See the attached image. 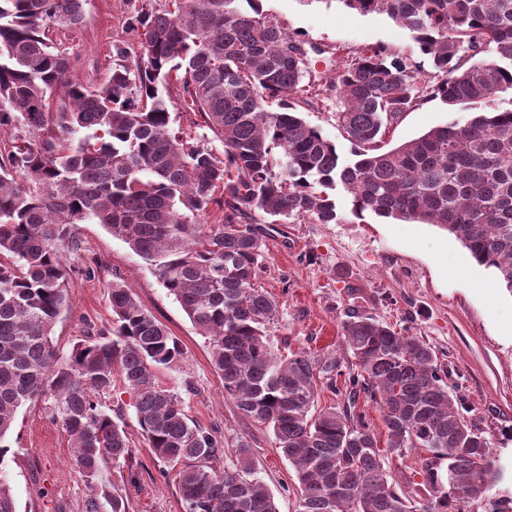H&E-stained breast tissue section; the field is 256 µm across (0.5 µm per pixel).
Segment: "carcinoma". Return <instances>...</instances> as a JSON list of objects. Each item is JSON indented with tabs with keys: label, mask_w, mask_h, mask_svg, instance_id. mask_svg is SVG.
Returning a JSON list of instances; mask_svg holds the SVG:
<instances>
[{
	"label": "carcinoma",
	"mask_w": 512,
	"mask_h": 512,
	"mask_svg": "<svg viewBox=\"0 0 512 512\" xmlns=\"http://www.w3.org/2000/svg\"><path fill=\"white\" fill-rule=\"evenodd\" d=\"M83 2L0 0V467L19 409L49 400L87 487L85 512H98L105 475L133 453L100 401L117 378L155 459L181 464L183 512H277L249 445L239 441L232 463L216 468L221 442L156 384L153 369L183 350L128 286L112 283V330L67 353L54 345L68 305L63 251L79 249L73 228L91 220L149 265L209 340L224 397L271 429L293 466L296 512H512L494 492L507 467L465 418L459 385H448L427 342L354 309L341 326L351 358L275 351L279 305L257 285L265 241L252 225L257 213L273 224H336L329 192L340 190L357 218L447 231L512 292V109L495 108L512 89V0H338L387 14L434 69L425 80L412 58L368 46L318 84L341 101L351 158L301 116L306 51L260 0L135 11L126 24L140 32L138 51L115 46L95 85L70 78L52 38L84 24ZM173 81L224 153L174 130ZM430 99L480 111L382 150L388 127ZM215 204L222 218L200 223ZM324 391L336 402L318 409ZM409 452L419 501L386 468ZM0 512H17L1 470Z\"/></svg>",
	"instance_id": "carcinoma-1"
}]
</instances>
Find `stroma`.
<instances>
[{
	"label": "stroma",
	"mask_w": 512,
	"mask_h": 512,
	"mask_svg": "<svg viewBox=\"0 0 512 512\" xmlns=\"http://www.w3.org/2000/svg\"><path fill=\"white\" fill-rule=\"evenodd\" d=\"M149 3L171 7L173 0H84L86 21L76 30L54 33L70 54L71 74L85 83L103 81L112 68L115 45L137 47L124 22ZM262 10L291 36L303 41L312 65L330 72L337 58H351L368 45L419 57L406 29L387 15L360 14L339 0H262ZM336 97L308 95L303 118L333 141L343 156L352 146L336 123ZM465 107L431 100L405 113L385 136L396 147L449 123H466ZM342 216L337 224L299 220L277 229L263 225L267 247L258 284L279 302L272 330L282 352L340 349L341 324L361 307L395 329L424 339L456 378L467 400L466 417L483 428L502 463L512 465V293L499 288L493 270L477 264L453 235L419 222L387 221L368 214L356 218L348 198L333 192ZM79 250H67L69 306L53 329V342L66 352L112 327L110 286L125 282L139 304L181 343L175 364L156 370V380L178 393L188 416L224 439L232 458L238 441L252 449L255 471L274 497L278 512H295L294 469L276 447L272 431L241 416L225 399L211 361V346L146 262L100 224L77 225ZM105 402L135 449L130 463L113 468L111 490L129 512H183L176 469L158 463L139 428L132 397L115 385ZM5 477L18 512H84L85 483L70 461L66 434L49 405L23 406L7 440Z\"/></svg>",
	"instance_id": "obj_1"
}]
</instances>
